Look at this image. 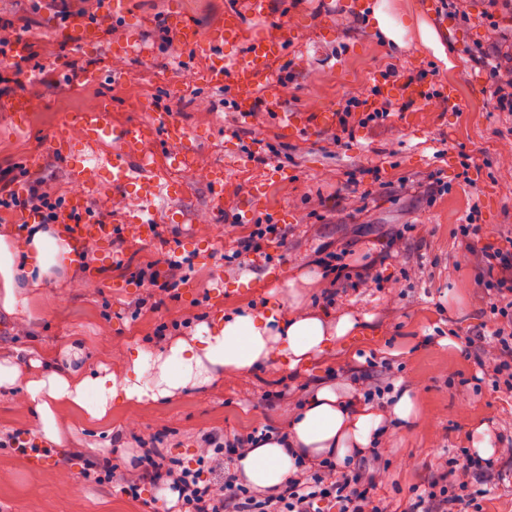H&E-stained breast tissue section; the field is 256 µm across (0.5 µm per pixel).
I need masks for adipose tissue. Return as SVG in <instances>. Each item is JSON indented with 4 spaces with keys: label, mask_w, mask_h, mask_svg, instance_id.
<instances>
[{
    "label": "adipose tissue",
    "mask_w": 512,
    "mask_h": 512,
    "mask_svg": "<svg viewBox=\"0 0 512 512\" xmlns=\"http://www.w3.org/2000/svg\"><path fill=\"white\" fill-rule=\"evenodd\" d=\"M72 254L68 240L40 224L31 225L20 244L0 236V311L10 316L26 307L23 284L36 286L51 279L71 262ZM357 328L348 314L332 322L315 310L296 312L271 303L259 311L241 309L218 316L159 355L135 347L120 379L106 366H88L77 350L62 364L33 359L30 365L36 373L27 381L26 392L39 415V435L46 443L59 445L63 436L58 403H68L87 419L100 421L113 405L156 402L187 388H205L223 374L263 365L300 370ZM419 418L411 391L399 393L383 410L373 404H347L342 391L324 383L293 415L286 435L271 436L251 447L237 460L236 469L245 484L273 494L295 472V455L308 460L329 457L342 466L379 441L388 421L410 425Z\"/></svg>",
    "instance_id": "obj_1"
}]
</instances>
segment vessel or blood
<instances>
[{
    "instance_id": "obj_1",
    "label": "vessel or blood",
    "mask_w": 512,
    "mask_h": 512,
    "mask_svg": "<svg viewBox=\"0 0 512 512\" xmlns=\"http://www.w3.org/2000/svg\"><path fill=\"white\" fill-rule=\"evenodd\" d=\"M247 19L228 12L224 29L208 35L201 34L192 24L181 19L173 21L172 27L181 47L207 57V84L218 88L227 85L238 88L235 107L244 120L249 121L255 113L271 105L272 99L266 90L276 81L273 62L281 55L293 33L291 27L284 24L279 28L277 39L271 40L253 33ZM227 42L245 44V53L225 56L222 47ZM105 115L102 109L71 113L52 134V146L65 159L67 174L75 187L68 208L77 213L84 212L86 192L95 188L97 183V169H106L114 188L134 194L140 202L139 209L128 220L127 231L140 240L153 241L156 230L151 215L156 198L163 195L177 197L183 190L171 185L161 186L152 176L150 160L141 149L144 138L142 126L115 127L108 123ZM335 120L336 116L331 112H283L279 115L283 129L309 138L334 126ZM155 123L162 129L169 147L184 157L191 153L193 136L173 113H156ZM107 138L116 145L112 155L96 158L94 165H87L80 157L81 152ZM64 230L79 256L108 245L113 236L111 225L89 219L65 225Z\"/></svg>"
}]
</instances>
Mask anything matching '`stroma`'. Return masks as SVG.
Returning a JSON list of instances; mask_svg holds the SVG:
<instances>
[{
  "instance_id": "1",
  "label": "stroma",
  "mask_w": 512,
  "mask_h": 512,
  "mask_svg": "<svg viewBox=\"0 0 512 512\" xmlns=\"http://www.w3.org/2000/svg\"><path fill=\"white\" fill-rule=\"evenodd\" d=\"M249 2L127 0L126 17L108 22L97 0H0V17L12 20L25 46L12 92L31 100L21 125L0 112L1 169L28 165L30 181L70 197L74 187L66 163L51 150L49 136L63 115L93 111L107 101L113 125L148 123L155 105L174 112L201 140L195 167L177 174L162 142L143 146L157 160L160 183L176 179L186 187L178 198L158 199L153 215L161 239L177 256L192 259L178 298L132 317L135 302L147 292L127 268L161 259L163 253L125 237L123 268L99 257L89 271L72 263L27 289L29 311L0 316V360L32 350L60 361L64 348L75 345L90 366L105 365L119 377L130 348L166 351V344L153 339L158 324L194 315L208 323L242 307L287 302V281L315 272L323 244L347 248L353 264L360 265L375 259L400 225H408L393 257L379 268L384 283L339 293L330 319L349 314L360 327L301 371L262 367L221 377L203 391L187 389L159 402L113 407L101 422L59 404L63 445L83 449V456L65 461L53 453L0 448V512H152V489L132 501L110 486L84 485L86 458L116 447L121 435H161L171 455L189 459L197 451L195 437L212 429L284 433L295 402L326 380L351 390L390 373L414 393L422 421L392 427L378 445L387 463L377 476L378 492L392 502L436 479L443 453L470 447L479 424H487L499 448H512V400L498 399L480 379V366L492 353L484 337L489 315L478 298L483 273L457 233L471 218L481 226V242L512 232V173L506 171L512 114L496 109L485 71L468 55L470 47L492 46L498 32L512 31V22L490 26L484 19L487 0H470L469 23L443 9L442 0H388L411 25L423 22L436 31L445 49L440 58L414 32L404 48L391 47L369 21L378 0H363L355 13L351 0H272L269 18L253 20L255 32L276 36L282 22L298 32L274 64L280 82L274 91L277 109L335 111L350 96L391 87L387 69L425 75L424 96L413 109L378 126L355 128L352 137L339 141L331 129L309 139L280 129L277 110L259 112L249 124L238 119L225 126L224 105L234 100L235 88L193 81L206 59L178 44H161V28L171 13L213 31L223 28L228 9L248 14ZM65 5L78 13V26L95 28L98 39L89 50L59 38ZM135 31L152 55L113 58L112 43ZM265 143L275 145L281 159L259 163L255 154ZM465 153L473 165L463 180ZM219 164L224 194L218 208L203 172ZM441 181L447 182V192H437ZM257 194L264 200L257 218L285 225L288 239L272 247L271 259L262 265L225 270L224 251L245 231L232 216ZM138 207L133 194L114 189L104 177L88 196L95 219L118 228ZM451 328L458 337L448 336ZM37 427L24 382L0 389V429L19 433L26 442Z\"/></svg>"
}]
</instances>
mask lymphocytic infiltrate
<instances>
[{
    "label": "lymphocytic infiltrate",
    "instance_id": "lymphocytic-infiltrate-1",
    "mask_svg": "<svg viewBox=\"0 0 512 512\" xmlns=\"http://www.w3.org/2000/svg\"><path fill=\"white\" fill-rule=\"evenodd\" d=\"M474 63L489 67L496 104L500 111L512 112V43H495L471 55ZM394 104L375 97H349L336 114L340 135L351 134L355 127L380 124L388 120ZM35 214L43 224H77L78 214L66 211L62 197L31 185L26 193L15 192L10 183L0 182V212ZM286 230L272 222H255L246 236L235 240L224 254L225 267L243 268L250 255L264 254L274 244L284 243ZM345 249L332 244L319 250L316 260L328 285L323 292L326 305L336 303L338 291L364 288L381 283L380 273L371 267L355 266L347 261ZM477 262L487 275L483 286L489 291L490 334L494 357L482 373L493 392L512 400V235L482 247ZM189 258L167 259L139 265L135 280L150 294L174 299L183 282V270ZM268 430L240 433L213 429L202 433V447L195 461L167 455L157 448L154 438H136V456L131 470L118 472L111 454H99L89 460L83 473L87 483L113 484L121 495L139 500L144 486L177 492L178 501L167 512H482L489 477L498 467L494 458L484 459L469 449H461L444 460L438 479L414 488L405 503L391 508L376 493L375 471L371 468L346 469L335 460L309 463L298 460L297 470L289 475L281 490L266 494L250 488L231 467Z\"/></svg>",
    "mask_w": 512,
    "mask_h": 512
}]
</instances>
